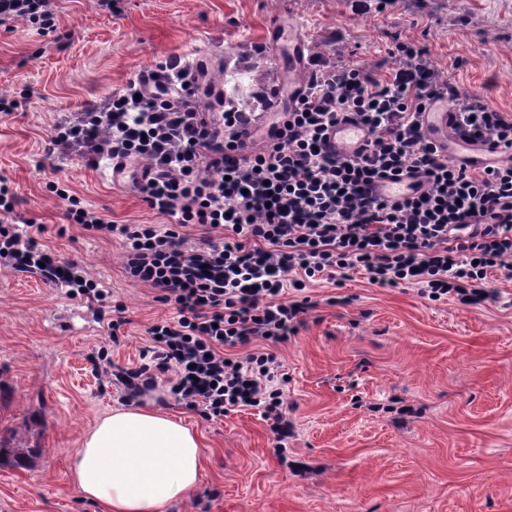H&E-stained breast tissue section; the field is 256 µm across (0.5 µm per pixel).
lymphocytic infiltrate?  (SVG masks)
Wrapping results in <instances>:
<instances>
[{
    "label": "lymphocytic infiltrate",
    "instance_id": "f902f5d3",
    "mask_svg": "<svg viewBox=\"0 0 512 512\" xmlns=\"http://www.w3.org/2000/svg\"><path fill=\"white\" fill-rule=\"evenodd\" d=\"M23 20L56 32L52 0H0V25ZM395 68L309 61L310 79L260 147L244 149L250 112L202 111L190 64L173 55L149 77L58 118L48 153H75L89 165L141 163L132 180L163 224H115L59 185L69 223L121 238L124 269L177 315L151 325L139 367L121 375L136 397L165 377L178 401L207 419L241 406L259 409L284 449L294 428L284 410L288 380L263 350L293 335L311 303L304 292L353 271L382 288L411 285L432 302L479 306L496 300L492 271L512 268V161L470 168L448 161L423 134L421 116L448 103L454 134L512 150V113L462 94L417 46L394 42ZM369 133L356 156L326 147L347 116ZM421 186L401 198L373 193L389 178ZM0 180V264L39 271L72 295L102 297L76 263L59 261L20 230L25 218ZM205 228L202 246L185 228ZM249 347L245 360L226 356Z\"/></svg>",
    "mask_w": 512,
    "mask_h": 512
}]
</instances>
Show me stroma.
Masks as SVG:
<instances>
[{"mask_svg":"<svg viewBox=\"0 0 512 512\" xmlns=\"http://www.w3.org/2000/svg\"><path fill=\"white\" fill-rule=\"evenodd\" d=\"M57 0L45 35L0 25V177L35 221L40 248L83 268L106 302L71 296L37 273L0 267V448H30L29 465L0 463V512H102L75 488L70 458L128 396L116 371L139 364L147 328L174 317L150 286L127 277L119 238L68 223L58 182L117 224H162L142 195L78 155L46 147L64 112L112 94L171 55L206 74L209 106L235 75L239 107L261 111L280 79L269 17L323 43L328 65L385 70L393 40L427 51L463 93L512 111V0ZM498 298L478 307L432 302L417 288L362 275L312 285L313 307L270 345L288 376L286 451L258 410L207 420L165 382L140 397L192 427L204 457L184 500L162 512H512V270L493 271ZM126 322L112 329L115 307ZM112 376L98 374L101 357ZM407 414H399V407Z\"/></svg>","mask_w":512,"mask_h":512,"instance_id":"stroma-1","label":"stroma"}]
</instances>
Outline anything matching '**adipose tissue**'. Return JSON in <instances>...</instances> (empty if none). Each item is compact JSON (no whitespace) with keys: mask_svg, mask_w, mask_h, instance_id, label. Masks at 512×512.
Masks as SVG:
<instances>
[{"mask_svg":"<svg viewBox=\"0 0 512 512\" xmlns=\"http://www.w3.org/2000/svg\"><path fill=\"white\" fill-rule=\"evenodd\" d=\"M198 435L160 410L113 409L83 437L71 458L82 496L107 512H161L185 499L201 474Z\"/></svg>","mask_w":512,"mask_h":512,"instance_id":"adipose-tissue-1","label":"adipose tissue"}]
</instances>
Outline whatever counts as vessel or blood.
I'll return each instance as SVG.
<instances>
[{"instance_id":"b4317fda","label":"vessel or blood","mask_w":512,"mask_h":512,"mask_svg":"<svg viewBox=\"0 0 512 512\" xmlns=\"http://www.w3.org/2000/svg\"><path fill=\"white\" fill-rule=\"evenodd\" d=\"M268 38L271 43L287 48L291 60L287 85L276 86L275 96L283 93H296L306 86L300 67L304 59L305 44L295 29L284 28L279 18H272L267 24ZM425 133L438 145L449 159L474 166L489 163H502L511 158L500 147L492 143H472L453 136L450 133V120L445 106H438L426 113L423 120ZM366 139L364 128L352 121L340 123L330 133V145L333 150L344 155L355 153Z\"/></svg>"}]
</instances>
